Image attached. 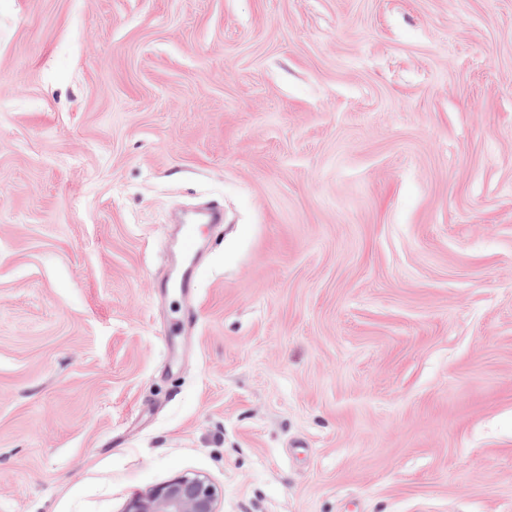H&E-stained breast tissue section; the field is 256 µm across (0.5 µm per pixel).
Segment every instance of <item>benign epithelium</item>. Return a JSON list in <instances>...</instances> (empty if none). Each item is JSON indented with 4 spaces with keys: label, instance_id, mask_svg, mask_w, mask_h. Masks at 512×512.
<instances>
[{
    "label": "benign epithelium",
    "instance_id": "7a95c632",
    "mask_svg": "<svg viewBox=\"0 0 512 512\" xmlns=\"http://www.w3.org/2000/svg\"><path fill=\"white\" fill-rule=\"evenodd\" d=\"M124 512H216V491L203 478L180 476L132 497Z\"/></svg>",
    "mask_w": 512,
    "mask_h": 512
}]
</instances>
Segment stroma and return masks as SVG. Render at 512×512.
<instances>
[{
	"mask_svg": "<svg viewBox=\"0 0 512 512\" xmlns=\"http://www.w3.org/2000/svg\"><path fill=\"white\" fill-rule=\"evenodd\" d=\"M184 475L512 512V0H0V512ZM223 223L224 211L219 206H208L179 224L178 245L187 260L179 272L180 288L186 291L195 289L199 275L197 255L205 237L204 229L210 224Z\"/></svg>",
	"mask_w": 512,
	"mask_h": 512,
	"instance_id": "obj_1",
	"label": "stroma"
}]
</instances>
